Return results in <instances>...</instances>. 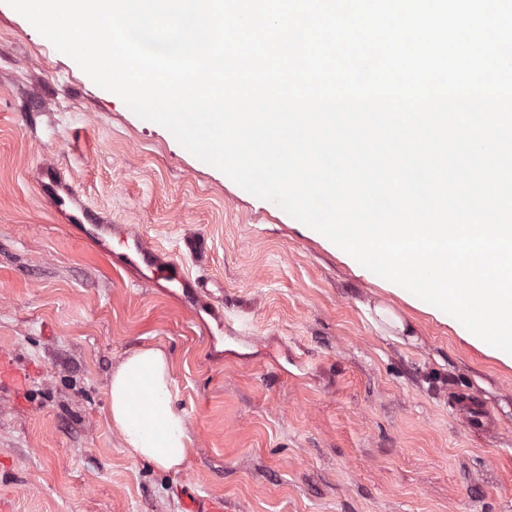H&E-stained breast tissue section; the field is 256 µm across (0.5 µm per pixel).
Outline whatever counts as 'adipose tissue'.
<instances>
[{"instance_id": "1", "label": "adipose tissue", "mask_w": 512, "mask_h": 512, "mask_svg": "<svg viewBox=\"0 0 512 512\" xmlns=\"http://www.w3.org/2000/svg\"><path fill=\"white\" fill-rule=\"evenodd\" d=\"M166 353L148 347L128 355L113 370L109 418L135 459L163 471L180 470L192 452V438L172 401Z\"/></svg>"}]
</instances>
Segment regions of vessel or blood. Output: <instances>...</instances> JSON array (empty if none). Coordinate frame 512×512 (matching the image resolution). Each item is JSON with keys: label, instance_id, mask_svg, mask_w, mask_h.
<instances>
[{"label": "vessel or blood", "instance_id": "b4317fda", "mask_svg": "<svg viewBox=\"0 0 512 512\" xmlns=\"http://www.w3.org/2000/svg\"><path fill=\"white\" fill-rule=\"evenodd\" d=\"M84 217L89 223L88 235L95 237L106 231L111 232L124 247L120 255L121 263L132 268L145 267L149 272L148 282H167L171 287L180 289L185 299L193 302L206 297L207 280L192 276L183 263L171 254L149 245L140 235L126 232L120 225L101 224L92 212H85ZM448 407L452 413L459 415L467 428L482 430L491 424L489 412L477 401L452 395L448 398Z\"/></svg>", "mask_w": 512, "mask_h": 512}]
</instances>
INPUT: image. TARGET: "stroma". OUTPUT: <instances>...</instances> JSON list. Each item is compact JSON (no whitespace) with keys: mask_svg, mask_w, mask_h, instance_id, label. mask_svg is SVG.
<instances>
[{"mask_svg":"<svg viewBox=\"0 0 512 512\" xmlns=\"http://www.w3.org/2000/svg\"><path fill=\"white\" fill-rule=\"evenodd\" d=\"M57 170L108 223L207 277L229 328L113 261L43 190ZM204 239L203 251L184 245ZM410 340L381 336L371 305ZM170 360L193 453L177 471L131 458L108 417L113 368ZM0 512H512V368L410 306L136 116L0 0ZM459 394L493 416L468 430Z\"/></svg>","mask_w":512,"mask_h":512,"instance_id":"35a3bbf8","label":"stroma"}]
</instances>
